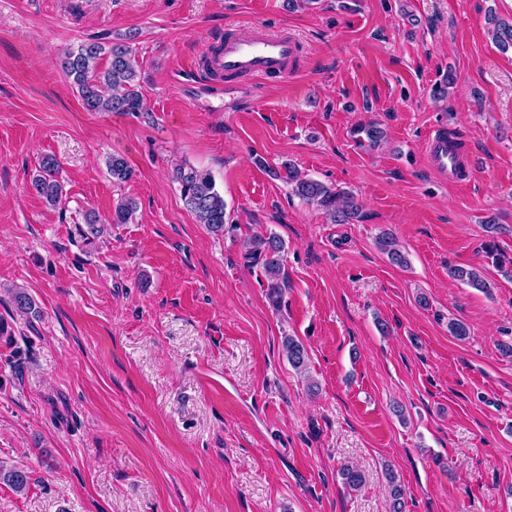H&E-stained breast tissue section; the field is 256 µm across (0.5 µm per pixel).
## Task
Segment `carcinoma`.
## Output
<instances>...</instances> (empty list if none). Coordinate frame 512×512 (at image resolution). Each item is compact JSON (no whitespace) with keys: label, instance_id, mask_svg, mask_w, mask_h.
Wrapping results in <instances>:
<instances>
[{"label":"carcinoma","instance_id":"carcinoma-1","mask_svg":"<svg viewBox=\"0 0 512 512\" xmlns=\"http://www.w3.org/2000/svg\"><path fill=\"white\" fill-rule=\"evenodd\" d=\"M493 25V39L502 52L512 49V23L503 22L496 16L489 18ZM138 33L132 32L111 42H82L58 56V65L71 84L77 89L83 108L88 112H116L121 114L147 111L141 91V73L138 70L132 42ZM113 182L126 183L134 177L133 169L120 155H114L108 162ZM59 164L51 155L44 157L30 180V193L40 197L51 207L60 205L65 197L64 185L58 179ZM272 175L283 180L291 194L323 211L333 224H351L362 218V206L350 192L329 187L307 177L291 164L284 165V171H272ZM174 179L180 186L185 208L193 213L197 221L207 226L217 236L226 230L224 197L216 189V183L207 170L194 166H180L174 172ZM138 209L135 199L127 197L118 201L112 209L110 223L128 224L133 221ZM377 247L387 254L392 264L405 266L407 259L399 249L396 239L383 233L376 239ZM283 241L275 236L255 234L244 246V255L249 261L261 265L266 280V290L273 302L282 297L287 287L284 272ZM449 276L482 292H488L492 284L483 272L476 268L466 269L454 266L448 269ZM11 303L18 312L29 314L35 309V301L23 288L11 292ZM283 351L298 372L308 369V353L301 341L287 336L283 340ZM339 474L345 486L358 489L364 483L363 473L352 466H344ZM390 488L391 512H406L404 490L396 481L392 469H387ZM0 482L17 493H24L30 487V476L22 468L4 467L0 464Z\"/></svg>","mask_w":512,"mask_h":512}]
</instances>
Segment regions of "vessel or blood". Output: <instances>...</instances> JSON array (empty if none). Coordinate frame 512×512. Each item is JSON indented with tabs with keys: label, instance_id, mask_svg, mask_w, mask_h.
Here are the masks:
<instances>
[{
	"label": "vessel or blood",
	"instance_id": "obj_1",
	"mask_svg": "<svg viewBox=\"0 0 512 512\" xmlns=\"http://www.w3.org/2000/svg\"><path fill=\"white\" fill-rule=\"evenodd\" d=\"M299 53L297 41L286 34H272L262 27L228 38L218 53L207 54L196 61L202 71H215L225 77H276L287 79ZM425 154L433 170L443 179L460 182L470 178L457 148L443 133L431 134L425 143Z\"/></svg>",
	"mask_w": 512,
	"mask_h": 512
}]
</instances>
